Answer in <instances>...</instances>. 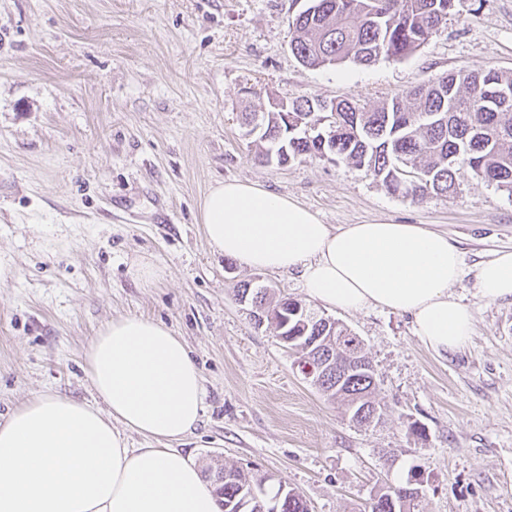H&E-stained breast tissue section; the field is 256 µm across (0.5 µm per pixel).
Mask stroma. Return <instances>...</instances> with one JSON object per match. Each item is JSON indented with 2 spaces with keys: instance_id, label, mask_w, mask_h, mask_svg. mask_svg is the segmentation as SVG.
Wrapping results in <instances>:
<instances>
[{
  "instance_id": "1",
  "label": "stroma",
  "mask_w": 512,
  "mask_h": 512,
  "mask_svg": "<svg viewBox=\"0 0 512 512\" xmlns=\"http://www.w3.org/2000/svg\"><path fill=\"white\" fill-rule=\"evenodd\" d=\"M307 0H0V421L33 396L92 399L84 350L105 323L154 318L187 342L206 407L179 450L270 475L310 512H364L423 478L415 512H512V299L474 294V269L512 249V196L458 175L455 198L410 202L350 164L253 161L240 122L273 97L370 106L449 73L512 72V0H456L415 53L312 68L290 50ZM292 196L325 224L380 217L447 233L475 332L440 356L408 317L329 310L359 336L382 420L360 427L299 354L234 296L248 282L307 303L295 273L213 250L200 205L218 183ZM159 267L154 287L129 273Z\"/></svg>"
}]
</instances>
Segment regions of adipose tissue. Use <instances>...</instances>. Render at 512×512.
Wrapping results in <instances>:
<instances>
[{
  "label": "adipose tissue",
  "mask_w": 512,
  "mask_h": 512,
  "mask_svg": "<svg viewBox=\"0 0 512 512\" xmlns=\"http://www.w3.org/2000/svg\"><path fill=\"white\" fill-rule=\"evenodd\" d=\"M200 221L216 251L251 270L299 273L311 300L410 316L437 354L473 336V312L452 291L464 257L447 234L389 218L335 227L242 181L212 188ZM474 289L488 302L512 298V250L479 264ZM84 358L95 401L40 395L0 421V512H219L200 468L172 447L205 410L186 342L126 316L101 327ZM130 432L152 447H130Z\"/></svg>",
  "instance_id": "1"
}]
</instances>
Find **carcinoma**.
Instances as JSON below:
<instances>
[{"instance_id":"obj_1","label":"carcinoma","mask_w":512,"mask_h":512,"mask_svg":"<svg viewBox=\"0 0 512 512\" xmlns=\"http://www.w3.org/2000/svg\"><path fill=\"white\" fill-rule=\"evenodd\" d=\"M455 0H311L292 19V54L304 65L327 67L352 62L370 65L402 59L423 45L453 10ZM498 87L512 89V72L461 69L446 78L415 86L372 107L338 98L321 111L320 101L297 97L284 109L242 113L246 127H259L254 159L285 165L300 157L346 161L378 179L393 195L415 201L435 193H457V174L466 168L512 194V98L487 101ZM236 296L258 311L279 317L281 301L267 289L243 284ZM348 406L351 395L374 398L371 382L356 374L344 389H323ZM213 487L221 512H235L254 490L265 493L269 477L242 469ZM279 512H309L292 488L276 490Z\"/></svg>"}]
</instances>
